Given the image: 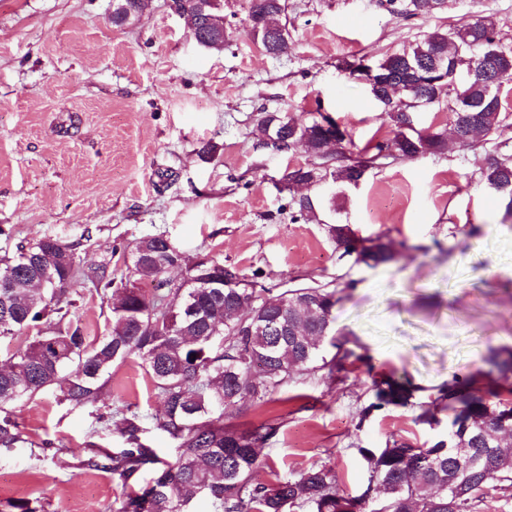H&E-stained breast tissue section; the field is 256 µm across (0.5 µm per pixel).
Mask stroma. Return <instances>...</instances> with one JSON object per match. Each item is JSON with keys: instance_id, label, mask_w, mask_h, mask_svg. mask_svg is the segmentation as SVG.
Instances as JSON below:
<instances>
[{"instance_id": "35a3bbf8", "label": "stroma", "mask_w": 512, "mask_h": 512, "mask_svg": "<svg viewBox=\"0 0 512 512\" xmlns=\"http://www.w3.org/2000/svg\"><path fill=\"white\" fill-rule=\"evenodd\" d=\"M241 4L224 0L232 37L216 52L196 43L168 0H151L122 27L112 23L117 0H0V258L51 236L74 245L82 265L106 262L130 281L124 249L163 234L268 288L349 283L321 349L330 358L345 345L356 362L332 383L294 376L271 401L244 402L224 421L280 420L255 482L327 462L356 496L370 478L362 449L441 435L400 406L359 422L373 380L410 382L413 402L427 405L458 377L499 387L487 358L512 348V224L478 185L487 149L453 143L442 156L370 170L338 199L358 236L404 245L397 262L355 263L324 225L288 216L283 176L307 153L260 148L251 130L264 109L304 120L320 111L363 149L390 129L348 64L485 16L512 47V0H445L417 17L390 12L386 0H286L291 39L277 57L244 32ZM209 144L216 153H204ZM123 405L150 420L161 410L136 359L113 367L96 404L74 407L50 390L5 405L0 415L25 441L0 449V512L19 498L44 512H112L125 489L88 460L92 447H121L106 416ZM44 442L53 453L33 455Z\"/></svg>"}]
</instances>
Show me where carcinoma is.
Returning a JSON list of instances; mask_svg holds the SVG:
<instances>
[{
	"label": "carcinoma",
	"instance_id": "1",
	"mask_svg": "<svg viewBox=\"0 0 512 512\" xmlns=\"http://www.w3.org/2000/svg\"><path fill=\"white\" fill-rule=\"evenodd\" d=\"M195 13L193 37L203 48L220 52L231 33L218 27L217 11H203L199 0H181ZM429 0H388L391 11L419 16L433 11ZM285 0H245V29L262 49L288 41L281 18ZM112 13V24L124 26L143 14L150 0H123ZM374 79L403 84L392 97L375 99L390 128L368 150L355 155L336 150L352 143L349 133L327 116L297 120L283 112L262 111L252 134L261 147L305 148L310 160L291 169L284 189L311 182L323 188L355 186L356 175L386 159L443 155L448 140L429 126L418 130L415 114L440 107L449 97L454 70L470 74L448 106L462 130L460 145L477 149L512 128L501 89L512 84V48L501 46L488 17L465 22L452 32L433 31L419 41L372 62ZM480 183L504 203V219L512 220V153L488 156L480 168ZM291 220L322 224L341 256L354 263L377 265L396 259V243L385 236L364 239L350 225L333 217L336 196L290 197ZM164 235L139 239L129 255L139 279L153 284L147 293L136 284L112 279L108 265L85 268L74 246L44 237L5 259L0 271V338L39 325L25 349L0 367V405L32 398L46 390L60 391L73 406L95 403L112 367L131 357L141 361L157 391L162 411L156 429L175 448L172 462L161 460L147 443L145 417L127 406L115 421L125 447L100 452L94 462L123 485L144 468L154 476L144 487L116 501L113 512H190L198 497L208 498L221 512H480L489 498L512 500V399L501 391L497 410L487 414L485 395L468 379L448 385L439 400L450 417L452 436L424 448L392 438L375 451L362 448L370 482L384 497L372 496L371 485L358 496L341 490L335 469L313 464L292 478L271 484L253 483L260 462L257 449L273 439L280 423L266 419L241 429L224 423V413L250 398L264 404L288 379L303 372L344 367L355 353L338 348L331 360L320 355L317 338H326L335 320L343 289L335 281L284 289L269 307L268 288H255L237 267L191 259L177 246L161 253ZM177 265L204 274L221 288L185 289L166 279V268ZM47 281H40L43 274ZM92 287L106 301L110 317L105 333L94 340L70 318L79 308L80 289ZM375 401L358 411L363 424L386 405L409 407L417 425L440 423L428 405L411 403L400 385L373 381ZM24 441L17 424L0 422V449Z\"/></svg>",
	"mask_w": 512,
	"mask_h": 512
}]
</instances>
